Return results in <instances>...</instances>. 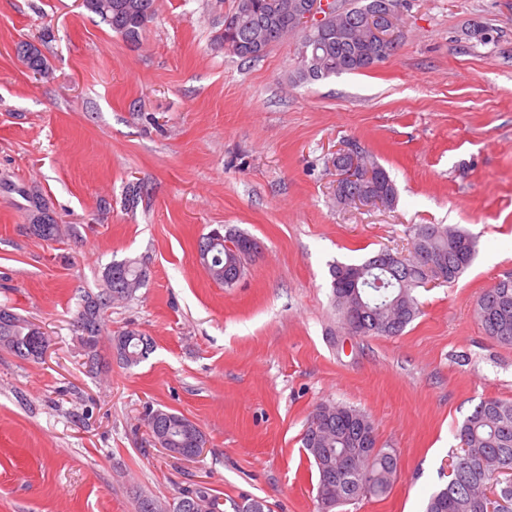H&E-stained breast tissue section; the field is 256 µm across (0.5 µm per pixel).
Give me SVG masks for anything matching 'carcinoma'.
I'll list each match as a JSON object with an SVG mask.
<instances>
[{"label":"carcinoma","mask_w":512,"mask_h":512,"mask_svg":"<svg viewBox=\"0 0 512 512\" xmlns=\"http://www.w3.org/2000/svg\"><path fill=\"white\" fill-rule=\"evenodd\" d=\"M278 0H234L224 18L236 20V36L247 40L269 23L267 7ZM387 0H362L339 15L343 35L333 38L320 50V66L334 75L368 70L362 50L369 32L364 24L367 10H384ZM86 9L98 15L112 31L131 45L140 42L142 32L156 12V0H87ZM27 67L41 76L47 73L42 54L18 52ZM364 165L382 176L375 191L392 193L389 205L398 199L395 182L374 159L365 157ZM0 186L18 193L26 202L29 218L42 214L46 224H32L34 235L44 240L60 236L61 228L51 216L47 203L35 186L3 181ZM478 239L473 234L443 224H421L415 229L413 247L405 258L403 271L395 274L377 265L389 255L382 249L359 264L336 262L330 265L331 288L341 322L357 336H399L420 314L416 289L427 283L430 274L419 251H427L442 262L448 283L458 279L471 265ZM235 258L224 252V243L214 245L210 263L204 266L209 278L231 288L235 282L226 278ZM147 271L134 260L114 261L104 272V287L85 295L76 320L80 345L87 366L94 370L106 364L112 351L124 350L120 360L128 366L139 364L150 350H142L140 334L126 330L102 344L101 319L105 309L131 298L146 283ZM476 321L487 336L512 346V277L499 280L478 297L474 310ZM42 328L8 306H0V348L21 359H40L31 350L33 338L43 336ZM144 423L151 437L162 448H191L193 440L205 433L185 416L161 408H145ZM376 426L363 411L344 404L322 403L312 412L302 443L309 461L318 472L317 499L322 509H332L366 496H382L391 488L398 469L392 448H375ZM460 448L452 456L454 472L445 487L431 493L425 512H485L489 496L502 503L499 512H512V402L483 399L465 418L460 429ZM181 500L200 502L206 512H252L253 502L239 505L230 501L224 509L220 497L205 488L182 494Z\"/></svg>","instance_id":"obj_1"}]
</instances>
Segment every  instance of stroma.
<instances>
[{"mask_svg":"<svg viewBox=\"0 0 512 512\" xmlns=\"http://www.w3.org/2000/svg\"><path fill=\"white\" fill-rule=\"evenodd\" d=\"M233 4L156 0L133 48L76 0H0V179L39 186L77 229L39 239L0 191V305L51 339L38 361L0 349V512H138L198 486L320 512L302 437L329 402L366 412L399 459L386 497L334 512H423L464 419L482 399L512 402V346L474 318L512 276V0H406L385 63L311 82L296 77L297 36L257 61L224 51ZM347 142L388 171L394 207L337 201ZM420 224L477 235L472 265L418 289L402 335L341 330L330 264L409 255ZM217 227L262 248L231 288L197 260ZM124 259L147 282L107 310L104 333L154 347L94 374L73 323ZM149 404L196 423L204 454L155 443Z\"/></svg>","mask_w":512,"mask_h":512,"instance_id":"35a3bbf8","label":"stroma"}]
</instances>
